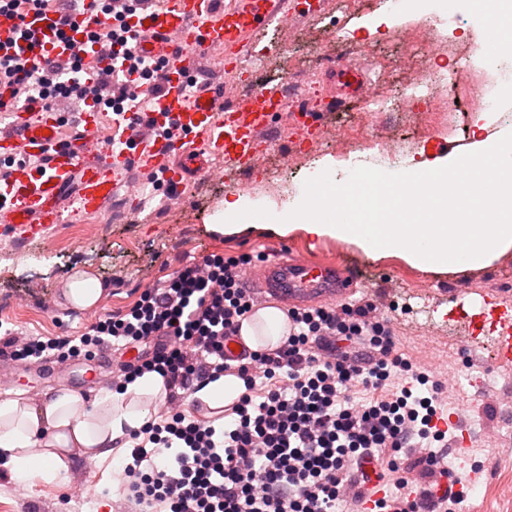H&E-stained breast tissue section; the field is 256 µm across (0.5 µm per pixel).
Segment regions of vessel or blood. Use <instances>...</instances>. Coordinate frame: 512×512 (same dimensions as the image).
I'll list each match as a JSON object with an SVG mask.
<instances>
[{"mask_svg":"<svg viewBox=\"0 0 512 512\" xmlns=\"http://www.w3.org/2000/svg\"><path fill=\"white\" fill-rule=\"evenodd\" d=\"M294 8L295 0H230L223 8L216 0H162L130 18L137 53L172 60L163 93L152 99L144 116L128 112L120 117L118 140L103 150L91 140L101 124L96 106L80 112L74 147L64 144L57 113L15 108L12 133H0V155L14 160L0 171V232L23 241L43 238L64 223L62 194L72 183L77 186L75 212L97 215L134 168L161 173L176 197L184 181L208 172V158L222 159L228 175L251 167L254 156L269 149L272 118L287 104L279 86L228 101L210 82L190 83V60L221 53L224 73L236 77L250 40ZM57 19L51 10L27 17L45 51L66 59L85 46L87 37L78 32L72 40L60 38ZM276 253V262L251 275L261 303L275 298L288 310L339 301L357 289L343 263L312 261L281 246Z\"/></svg>","mask_w":512,"mask_h":512,"instance_id":"obj_1","label":"vessel or blood"}]
</instances>
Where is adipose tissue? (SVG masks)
I'll list each match as a JSON object with an SVG mask.
<instances>
[{
	"label": "adipose tissue",
	"instance_id": "ef3b65f1",
	"mask_svg": "<svg viewBox=\"0 0 512 512\" xmlns=\"http://www.w3.org/2000/svg\"><path fill=\"white\" fill-rule=\"evenodd\" d=\"M474 6L489 21L487 60L497 63L512 54V11L499 0H475ZM285 327V314L270 306L243 322L241 338L253 350L273 348L283 340ZM165 395L162 378L147 373L124 390L107 392L90 409L78 394L65 390L36 401L0 400V464L18 479L54 480L74 455L95 459L130 447L129 431L150 419L149 399Z\"/></svg>",
	"mask_w": 512,
	"mask_h": 512
}]
</instances>
